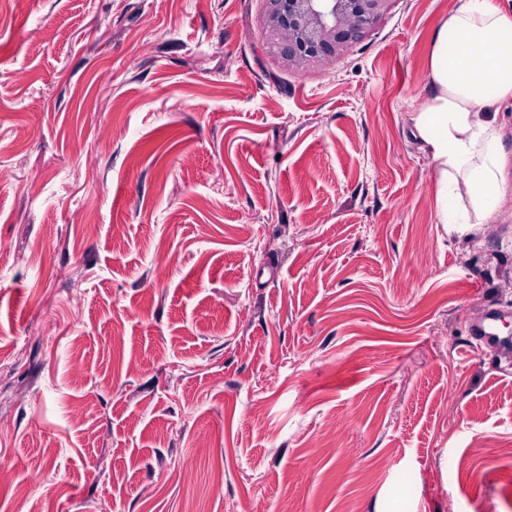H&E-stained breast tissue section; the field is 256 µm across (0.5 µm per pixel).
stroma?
<instances>
[{
	"label": "stroma",
	"mask_w": 512,
	"mask_h": 512,
	"mask_svg": "<svg viewBox=\"0 0 512 512\" xmlns=\"http://www.w3.org/2000/svg\"><path fill=\"white\" fill-rule=\"evenodd\" d=\"M458 5L295 70L271 0H9L0 512H512V200L410 134ZM500 310L492 308L487 320L472 330V345L481 351H506L512 349V336L500 332Z\"/></svg>",
	"instance_id": "obj_1"
}]
</instances>
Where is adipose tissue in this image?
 <instances>
[{"label": "adipose tissue", "instance_id": "ef3b65f1", "mask_svg": "<svg viewBox=\"0 0 512 512\" xmlns=\"http://www.w3.org/2000/svg\"><path fill=\"white\" fill-rule=\"evenodd\" d=\"M412 135L435 171L439 223L487 224L506 198L502 132L492 108L512 103V10L460 0L429 48Z\"/></svg>", "mask_w": 512, "mask_h": 512}]
</instances>
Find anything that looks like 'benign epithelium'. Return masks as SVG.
Returning <instances> with one entry per match:
<instances>
[{
    "label": "benign epithelium",
    "mask_w": 512,
    "mask_h": 512,
    "mask_svg": "<svg viewBox=\"0 0 512 512\" xmlns=\"http://www.w3.org/2000/svg\"><path fill=\"white\" fill-rule=\"evenodd\" d=\"M391 0H272L265 26L289 67L337 60L388 10Z\"/></svg>",
    "instance_id": "7a95c632"
}]
</instances>
